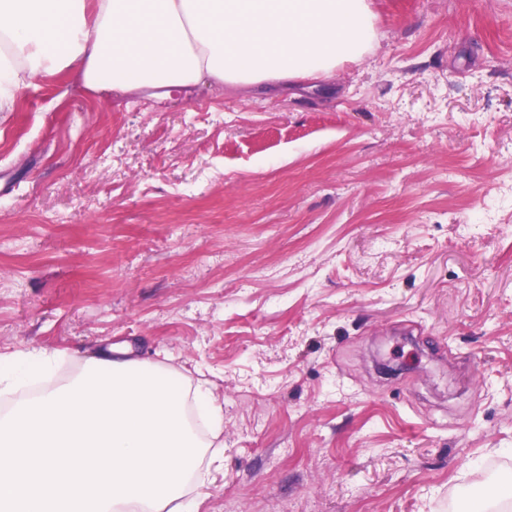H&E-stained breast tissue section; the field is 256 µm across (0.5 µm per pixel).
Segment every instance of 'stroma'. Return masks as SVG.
Instances as JSON below:
<instances>
[{"instance_id": "1", "label": "stroma", "mask_w": 512, "mask_h": 512, "mask_svg": "<svg viewBox=\"0 0 512 512\" xmlns=\"http://www.w3.org/2000/svg\"><path fill=\"white\" fill-rule=\"evenodd\" d=\"M328 80L0 112V352L205 376L200 512H453L512 476V0H371ZM128 354L129 350L126 348H113L111 346L107 349L106 352L102 353L101 357L94 359V361H104V366H108V370L113 369V363H116V366L128 363V366H148V370H156V368H158L160 370V374H169L168 370L164 368L160 363L146 362L128 358ZM209 384L210 383L208 381L199 383L195 386L193 391L194 404L207 429V434L204 436L205 439L203 440L200 438L199 432L190 423L185 411V404L184 419L189 422L190 425L188 426H190L192 434H196V442L202 441L205 443V446L210 444L208 448H221L223 447V441H220V438L224 434V402L220 403L218 401L211 387H209ZM214 441H218V443L215 445Z\"/></svg>"}]
</instances>
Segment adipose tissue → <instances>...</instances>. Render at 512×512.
Wrapping results in <instances>:
<instances>
[{"instance_id":"ef3b65f1","label":"adipose tissue","mask_w":512,"mask_h":512,"mask_svg":"<svg viewBox=\"0 0 512 512\" xmlns=\"http://www.w3.org/2000/svg\"><path fill=\"white\" fill-rule=\"evenodd\" d=\"M374 20L368 0H0V112L58 74L107 97L164 100L175 89L223 85L273 94L362 59ZM56 360L37 350L0 354V394ZM193 401L206 443L220 440L223 403L205 382Z\"/></svg>"}]
</instances>
